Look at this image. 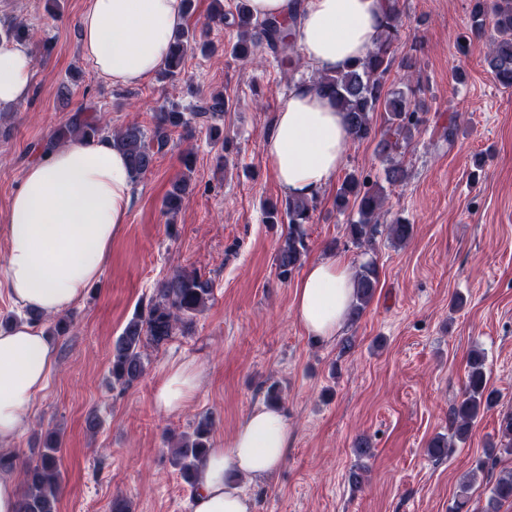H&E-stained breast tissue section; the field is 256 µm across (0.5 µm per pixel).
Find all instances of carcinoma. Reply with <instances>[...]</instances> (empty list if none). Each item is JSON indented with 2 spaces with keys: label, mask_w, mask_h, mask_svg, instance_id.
I'll list each match as a JSON object with an SVG mask.
<instances>
[{
  "label": "carcinoma",
  "mask_w": 512,
  "mask_h": 512,
  "mask_svg": "<svg viewBox=\"0 0 512 512\" xmlns=\"http://www.w3.org/2000/svg\"><path fill=\"white\" fill-rule=\"evenodd\" d=\"M298 6L299 0H293L285 19L259 20L251 14L248 0H240L230 22L238 33L236 42L230 47L231 56L249 60L255 55L257 45L264 43L274 54L283 78L291 81L301 63L297 39ZM488 20L495 28L496 37L488 47L487 65L502 87L512 88V0H473L470 28L457 37V49L461 54L466 53L471 36L480 34ZM401 27L399 0H389L385 24L375 39L373 49L341 70L322 72L312 79L318 91L331 97L343 113L351 141H377V155L386 163L384 181L390 186L406 181L407 170L397 156L408 147L414 132L424 123L410 86L414 67L412 58L407 57L401 63L404 87L393 89L388 86L394 44ZM196 47L194 32L187 27L180 28L164 68L165 77H179L186 57ZM226 108L222 93L201 99L190 112L164 106L156 113L154 127L149 133L136 122L110 130L106 117L90 118L86 116L85 109L78 108L68 118L64 129L46 143L44 150H50L67 138L110 137L113 145L126 155L133 177L139 178L154 168L156 155L167 145L172 129H189L199 122L206 124L220 119L224 117ZM380 109L383 110V123L378 128L374 123V112ZM188 189L189 184L184 177L173 183L163 200L164 212L176 215L182 208ZM386 199L385 185L370 183L355 174L345 176L336 192V208L340 211L351 208L358 216L357 221L348 225L352 244L369 246L383 234L395 245H402L412 238L414 225L405 219L398 218L390 224L380 223ZM314 208L312 198L289 196L264 208L265 223L272 226L288 224L287 233L274 258L277 275L282 280L291 277L303 264L308 252L305 224L310 222ZM378 284L376 263L371 260L360 264L355 272L351 322L360 319L374 298ZM212 297V281L195 270H177L165 278L155 288L147 311L136 313L127 322L112 347V385L125 388L138 380L145 369L146 349L165 343L178 331L188 332L194 318ZM498 399L499 393L488 386L485 353L480 349L471 350L464 391L448 415L451 436L434 437L428 444V455L437 460L448 457L454 442H465L477 418L496 406ZM212 428L213 420L206 415L197 421L192 432L181 433L174 448L170 449L174 466L191 485L194 484L196 464L209 449ZM58 452L59 443L56 441L38 451L37 461L26 472V489L19 497L18 512H55L61 476ZM485 454L493 465L502 455L512 456L511 413L501 418L498 441L485 449ZM473 479L474 476L470 475L461 481L451 512H468ZM507 502H512V471L498 475L491 483L483 512H500Z\"/></svg>",
  "instance_id": "carcinoma-1"
}]
</instances>
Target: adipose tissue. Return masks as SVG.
<instances>
[{
	"instance_id": "1",
	"label": "adipose tissue",
	"mask_w": 512,
	"mask_h": 512,
	"mask_svg": "<svg viewBox=\"0 0 512 512\" xmlns=\"http://www.w3.org/2000/svg\"><path fill=\"white\" fill-rule=\"evenodd\" d=\"M386 7L387 0H303L298 44L304 62L334 71L365 56ZM183 20L182 0H87L79 20L81 53L97 76L134 86L164 67ZM34 67L24 46L0 41V108L26 101ZM349 139L333 101L305 83L289 91L263 147L281 188L289 196L311 198L341 169ZM132 202L128 160L111 140H73L49 151L27 168L11 198L0 291L44 315L78 304L99 281ZM354 293L351 262L328 256L307 265L294 288L293 307L308 335L328 340L347 321ZM55 365V349L38 325L18 321L0 331V446L27 430L30 405ZM199 379L193 363L171 365L155 390L157 408L168 414L184 410ZM288 443L281 409L253 410L227 446L210 449L198 461L192 512H255L242 481L271 476Z\"/></svg>"
}]
</instances>
